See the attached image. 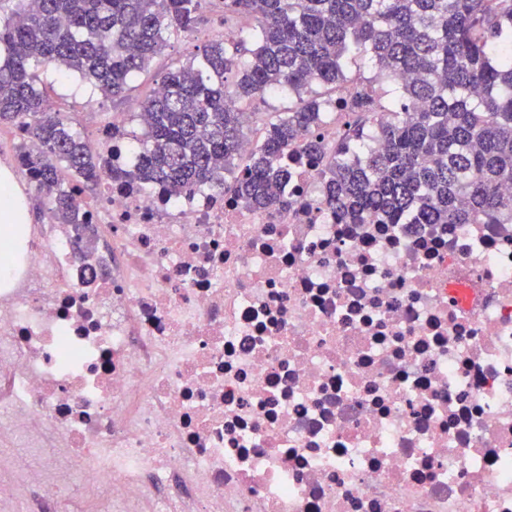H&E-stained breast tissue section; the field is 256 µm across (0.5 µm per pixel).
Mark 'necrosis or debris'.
<instances>
[{
	"label": "necrosis or debris",
	"instance_id": "necrosis-or-debris-1",
	"mask_svg": "<svg viewBox=\"0 0 512 512\" xmlns=\"http://www.w3.org/2000/svg\"><path fill=\"white\" fill-rule=\"evenodd\" d=\"M322 166L289 151L284 206L110 179L28 225L0 512L77 472L106 512H512V224H344Z\"/></svg>",
	"mask_w": 512,
	"mask_h": 512
}]
</instances>
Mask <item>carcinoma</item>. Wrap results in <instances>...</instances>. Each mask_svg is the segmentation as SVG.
Returning <instances> with one entry per match:
<instances>
[{
    "instance_id": "carcinoma-1",
    "label": "carcinoma",
    "mask_w": 512,
    "mask_h": 512,
    "mask_svg": "<svg viewBox=\"0 0 512 512\" xmlns=\"http://www.w3.org/2000/svg\"><path fill=\"white\" fill-rule=\"evenodd\" d=\"M202 0H14L0 21V125L25 123L47 153L23 160L58 224L79 223L72 179L110 172L146 188L232 194L243 204L287 203L288 150L322 153L316 135L331 104L347 125L321 171L330 204L355 223L512 224V0H224L245 31L210 41L169 70L132 160L117 167L70 117L46 109L35 66L77 73L104 96L129 82L173 41L190 36ZM374 76L354 84L348 60ZM295 104L266 124L248 166L234 168L247 136L244 104L274 92ZM231 97L236 106L229 107ZM376 135L380 153L361 150Z\"/></svg>"
}]
</instances>
